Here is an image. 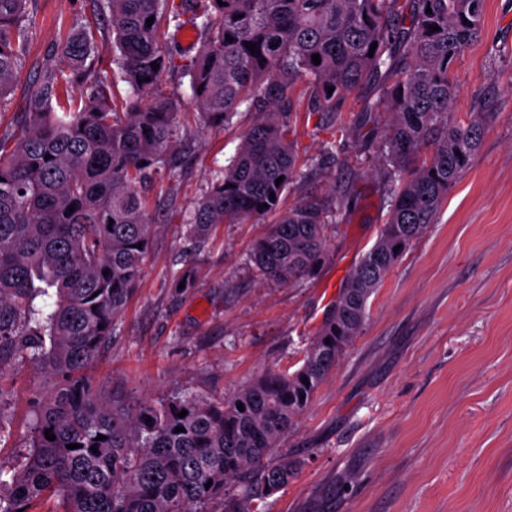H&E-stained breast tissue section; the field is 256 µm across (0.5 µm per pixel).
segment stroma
Returning <instances> with one entry per match:
<instances>
[{
	"label": "stroma",
	"instance_id": "35a3bbf8",
	"mask_svg": "<svg viewBox=\"0 0 512 512\" xmlns=\"http://www.w3.org/2000/svg\"><path fill=\"white\" fill-rule=\"evenodd\" d=\"M28 61L14 82L0 130L20 126L52 47L72 28L106 30V0H34ZM453 117L491 106L470 168L436 224L417 239L368 300L354 345L314 394L283 444L302 466L252 512H512V0H486L480 37L452 67ZM179 99L183 163L144 192L153 219L150 257L136 293L87 371L107 400L193 393L228 397L262 372L297 370L315 331L361 257L377 241L389 206L362 152L365 94L348 99L337 138L340 164L304 170L285 203L322 194L342 206L313 278L259 281L245 265L274 214L221 224L198 253L193 288H175L190 243L181 219L227 164L253 115L202 128L188 83L163 75ZM300 162L320 157L326 133L296 88ZM49 383L11 357L0 367V465L24 451L27 424Z\"/></svg>",
	"mask_w": 512,
	"mask_h": 512
}]
</instances>
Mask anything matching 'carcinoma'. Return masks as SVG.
Here are the masks:
<instances>
[{
  "label": "carcinoma",
  "mask_w": 512,
  "mask_h": 512,
  "mask_svg": "<svg viewBox=\"0 0 512 512\" xmlns=\"http://www.w3.org/2000/svg\"><path fill=\"white\" fill-rule=\"evenodd\" d=\"M32 2L0 0L1 107L26 65ZM187 2L108 0L112 50L130 87L125 111L112 106L110 76L90 71L99 42L80 26L52 48L64 66L42 73L24 127L0 133V353L30 350L52 379L28 451L13 468L0 466V512H39L51 499L61 512H207L215 501L252 512L243 503L283 489L302 460L276 449L360 334L371 295L436 223L492 116L466 124L450 115L451 69L481 34L485 0H201L199 47L177 63L159 42V21L181 24ZM174 72L189 78L204 126L228 125L243 105L256 114L237 154L183 215L190 241L279 208L299 176L288 138L299 81L307 111L336 118L363 86L377 85L363 112L367 125L388 116L374 153L389 217L293 373L269 369L220 401L110 402L86 370L143 275L152 232L144 186L180 153L179 102L156 93ZM330 161L341 163L334 138L310 167ZM341 221L337 202L305 196L255 240L246 265L271 284L309 279ZM50 289L49 308H34L33 294Z\"/></svg>",
  "instance_id": "obj_1"
}]
</instances>
